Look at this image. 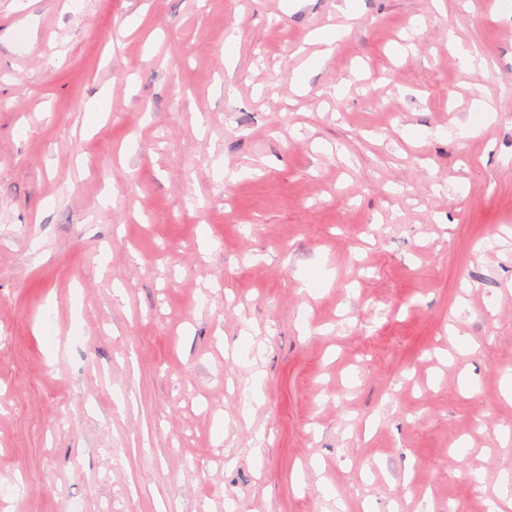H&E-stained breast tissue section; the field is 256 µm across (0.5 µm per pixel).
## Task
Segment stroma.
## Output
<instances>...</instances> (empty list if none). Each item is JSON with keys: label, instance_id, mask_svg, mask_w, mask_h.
I'll return each mask as SVG.
<instances>
[{"label": "stroma", "instance_id": "obj_1", "mask_svg": "<svg viewBox=\"0 0 512 512\" xmlns=\"http://www.w3.org/2000/svg\"><path fill=\"white\" fill-rule=\"evenodd\" d=\"M508 77L512 0H0V512H512Z\"/></svg>", "mask_w": 512, "mask_h": 512}]
</instances>
